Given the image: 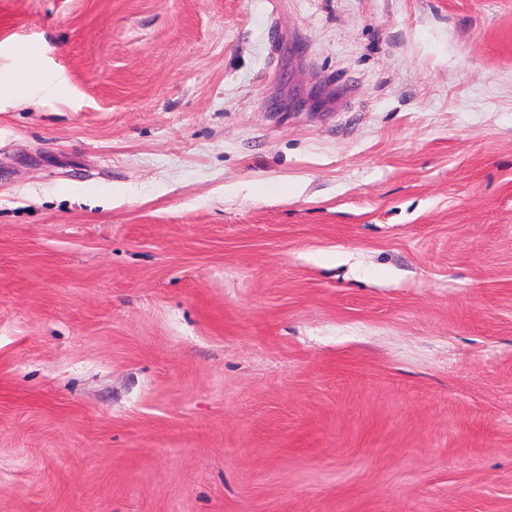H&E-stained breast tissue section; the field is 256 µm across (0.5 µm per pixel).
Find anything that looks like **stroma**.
<instances>
[{
	"label": "stroma",
	"mask_w": 512,
	"mask_h": 512,
	"mask_svg": "<svg viewBox=\"0 0 512 512\" xmlns=\"http://www.w3.org/2000/svg\"><path fill=\"white\" fill-rule=\"evenodd\" d=\"M0 512H512V0H0Z\"/></svg>",
	"instance_id": "1"
}]
</instances>
